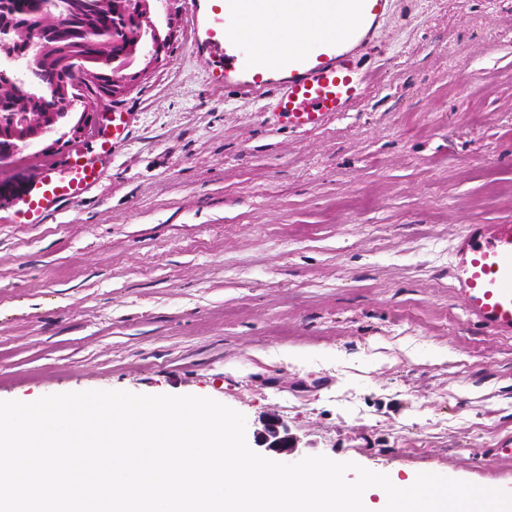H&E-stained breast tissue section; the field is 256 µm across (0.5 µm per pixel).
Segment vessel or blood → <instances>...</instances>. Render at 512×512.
<instances>
[{"instance_id":"b4317fda","label":"vessel or blood","mask_w":512,"mask_h":512,"mask_svg":"<svg viewBox=\"0 0 512 512\" xmlns=\"http://www.w3.org/2000/svg\"><path fill=\"white\" fill-rule=\"evenodd\" d=\"M394 0H189L193 50L225 90L241 97L270 96L277 118L311 130L347 112L379 79L370 64ZM314 24L337 23L330 36L314 35L271 50L244 20L268 13ZM133 127L116 112L98 155L33 174L28 191L10 207L24 223L42 224L62 205L78 201L100 181L115 145ZM452 288L469 317L502 336L512 335V224H472L453 249Z\"/></svg>"}]
</instances>
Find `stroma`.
Listing matches in <instances>:
<instances>
[{
    "label": "stroma",
    "mask_w": 512,
    "mask_h": 512,
    "mask_svg": "<svg viewBox=\"0 0 512 512\" xmlns=\"http://www.w3.org/2000/svg\"><path fill=\"white\" fill-rule=\"evenodd\" d=\"M105 114L101 182L43 224L0 209V400L212 398L323 455L512 495V335L451 290L457 238L512 223V0H395L381 72L300 133L214 88L185 0Z\"/></svg>",
    "instance_id": "obj_1"
}]
</instances>
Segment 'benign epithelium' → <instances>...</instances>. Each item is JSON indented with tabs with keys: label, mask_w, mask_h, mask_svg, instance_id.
Returning a JSON list of instances; mask_svg holds the SVG:
<instances>
[{
	"label": "benign epithelium",
	"mask_w": 512,
	"mask_h": 512,
	"mask_svg": "<svg viewBox=\"0 0 512 512\" xmlns=\"http://www.w3.org/2000/svg\"><path fill=\"white\" fill-rule=\"evenodd\" d=\"M159 2L161 0H126L121 16L114 22L128 39L123 53L125 61L113 69L110 84L97 94L80 99L83 112L69 129L71 137L67 140V146L72 147L94 136L98 131V106L107 98L113 100L122 95L153 64L162 60L172 32L161 33L151 21L152 10ZM51 29L64 35L72 31V26L68 17L60 14L50 23L45 22L41 16L22 27L28 35L29 67L33 70L38 71L44 66L46 47L43 36ZM69 115L70 112H58L46 102L39 109L19 113L20 129L11 130L12 144L8 150L0 153V169L24 150L56 133ZM254 442L279 455L292 453L298 447L296 437L275 417L266 420L263 430L254 432Z\"/></svg>",
	"instance_id": "7a95c632"
}]
</instances>
